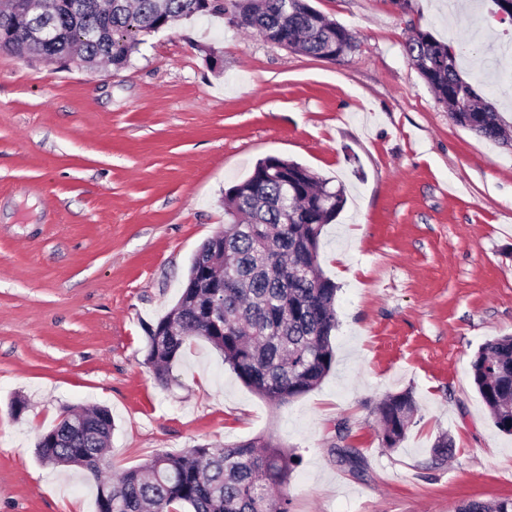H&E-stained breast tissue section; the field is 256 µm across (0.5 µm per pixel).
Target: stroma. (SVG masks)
I'll return each mask as SVG.
<instances>
[{"label":"stroma","instance_id":"35a3bbf8","mask_svg":"<svg viewBox=\"0 0 512 512\" xmlns=\"http://www.w3.org/2000/svg\"><path fill=\"white\" fill-rule=\"evenodd\" d=\"M309 3L354 51L316 58L206 15L143 36L118 71L0 52V512H96L85 472L36 453L73 405L110 408L111 476L161 450L270 435L297 457L291 512H454L512 495V435L471 376L478 349L512 335V148L454 122L402 48L418 30L451 43L461 77L511 120L497 87H512V21L493 0L465 13ZM268 156L345 190L319 250L339 287L335 363L275 406L200 339L161 384L148 330L229 223L225 191ZM405 391L418 412L390 448L377 405Z\"/></svg>","mask_w":512,"mask_h":512}]
</instances>
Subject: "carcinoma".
I'll return each instance as SVG.
<instances>
[{
	"label": "carcinoma",
	"mask_w": 512,
	"mask_h": 512,
	"mask_svg": "<svg viewBox=\"0 0 512 512\" xmlns=\"http://www.w3.org/2000/svg\"><path fill=\"white\" fill-rule=\"evenodd\" d=\"M42 21L58 33L49 44L29 42L31 17L0 16V52L19 49L26 60L61 66L77 58L121 69L140 37L197 15L231 12L266 41L317 58L355 48L344 26L307 0H40ZM451 118L499 144L512 137L494 103L478 97L458 73L452 46L419 32L403 45ZM301 164L261 159L245 181L224 194V211L236 221L194 256L188 283L204 281V267L224 278L216 288H185L178 303L147 336L146 361L168 382L172 363L194 338L206 340L241 382L280 405L321 384L335 361L338 286L318 262L323 227L342 210V189ZM475 387L499 431L512 434V336L482 345L471 362ZM381 436L390 448L406 438L417 411L412 393L387 396L377 407ZM112 414L68 406L40 434L37 453L46 464L78 466L96 486L97 512H290L286 487L295 457L274 438L256 437L219 447L161 451L119 478L107 480L106 447ZM455 512H512V497L471 498Z\"/></svg>",
	"instance_id": "cac0c4a2"
}]
</instances>
